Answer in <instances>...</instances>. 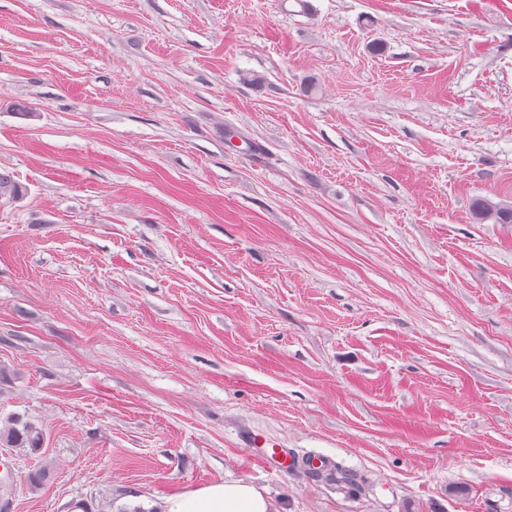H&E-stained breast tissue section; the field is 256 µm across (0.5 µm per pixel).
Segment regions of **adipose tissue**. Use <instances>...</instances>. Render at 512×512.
Segmentation results:
<instances>
[{"instance_id": "ef3b65f1", "label": "adipose tissue", "mask_w": 512, "mask_h": 512, "mask_svg": "<svg viewBox=\"0 0 512 512\" xmlns=\"http://www.w3.org/2000/svg\"><path fill=\"white\" fill-rule=\"evenodd\" d=\"M162 512H277L274 503L251 482L219 480L197 490L167 497Z\"/></svg>"}]
</instances>
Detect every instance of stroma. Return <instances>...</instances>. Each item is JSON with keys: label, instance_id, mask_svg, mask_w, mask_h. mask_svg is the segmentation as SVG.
Returning a JSON list of instances; mask_svg holds the SVG:
<instances>
[{"label": "stroma", "instance_id": "35a3bbf8", "mask_svg": "<svg viewBox=\"0 0 512 512\" xmlns=\"http://www.w3.org/2000/svg\"><path fill=\"white\" fill-rule=\"evenodd\" d=\"M310 2L0 0L10 512H512V0ZM474 212L478 219H483L487 214H493L496 223L512 224V205L505 203H493L486 198H478L474 205ZM21 425V428L18 426ZM43 433L34 426L14 421L4 430L0 428V445L8 448H28L38 451L43 445ZM257 437L253 433H247L244 436L245 445L249 448H268L262 451L257 458L263 466L274 470L285 467L287 461L295 464L293 456L283 444L273 440H259ZM161 508V512H278L261 490L243 478L219 480L172 495Z\"/></svg>", "mask_w": 512, "mask_h": 512}]
</instances>
